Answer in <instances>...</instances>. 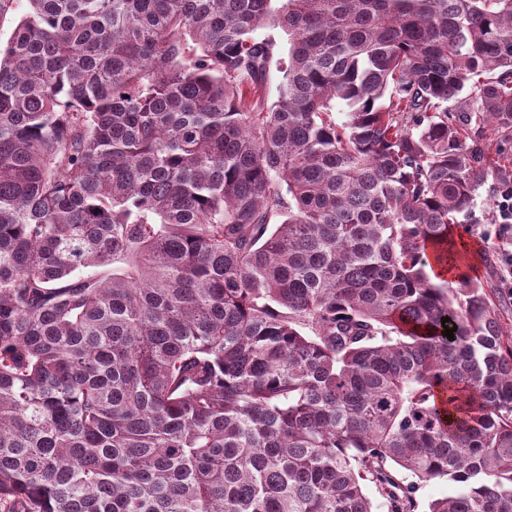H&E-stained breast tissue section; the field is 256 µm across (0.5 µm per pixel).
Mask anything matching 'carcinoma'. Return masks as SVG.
Here are the masks:
<instances>
[{
	"label": "carcinoma",
	"instance_id": "carcinoma-1",
	"mask_svg": "<svg viewBox=\"0 0 512 512\" xmlns=\"http://www.w3.org/2000/svg\"><path fill=\"white\" fill-rule=\"evenodd\" d=\"M29 2L0 512H512V329L449 233L512 193V0ZM456 491V485L446 479H433L422 483L417 493L419 502L417 511L424 512L432 500L453 495Z\"/></svg>",
	"mask_w": 512,
	"mask_h": 512
}]
</instances>
